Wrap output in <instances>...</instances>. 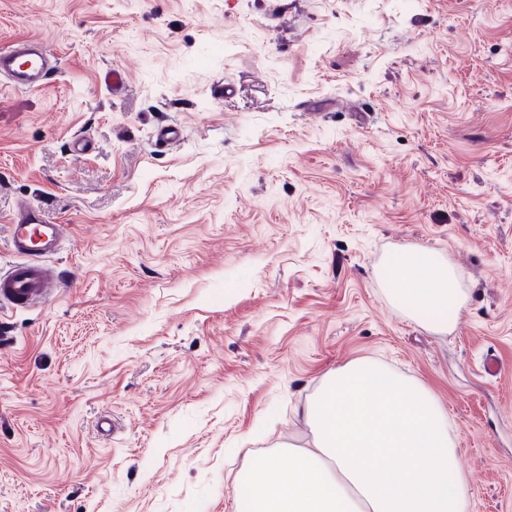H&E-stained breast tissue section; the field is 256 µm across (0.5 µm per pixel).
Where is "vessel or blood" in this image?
<instances>
[{
  "label": "vessel or blood",
  "instance_id": "vessel-or-blood-1",
  "mask_svg": "<svg viewBox=\"0 0 512 512\" xmlns=\"http://www.w3.org/2000/svg\"><path fill=\"white\" fill-rule=\"evenodd\" d=\"M55 67L54 55L37 41L22 40L0 50V78L19 88L42 87ZM9 240L16 260L0 274V303L26 308L53 295L59 276L43 259L62 249V225L48 223L38 208L23 207L10 219Z\"/></svg>",
  "mask_w": 512,
  "mask_h": 512
}]
</instances>
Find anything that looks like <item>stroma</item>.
I'll list each match as a JSON object with an SVG mask.
<instances>
[{
  "label": "stroma",
  "mask_w": 512,
  "mask_h": 512,
  "mask_svg": "<svg viewBox=\"0 0 512 512\" xmlns=\"http://www.w3.org/2000/svg\"><path fill=\"white\" fill-rule=\"evenodd\" d=\"M26 38L58 68L0 81V268L21 204L66 241L0 306V512H235L362 359L436 397L468 512H512V0H0ZM412 247L451 315L393 301ZM392 271L391 294L411 313L459 307L461 297L455 270L431 253L407 249L392 256L388 262Z\"/></svg>",
  "instance_id": "1"
}]
</instances>
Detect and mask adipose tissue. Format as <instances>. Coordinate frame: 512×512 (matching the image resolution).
Returning <instances> with one entry per match:
<instances>
[{"instance_id":"1","label":"adipose tissue","mask_w":512,"mask_h":512,"mask_svg":"<svg viewBox=\"0 0 512 512\" xmlns=\"http://www.w3.org/2000/svg\"><path fill=\"white\" fill-rule=\"evenodd\" d=\"M391 294L409 312L457 307L452 265L407 249L388 262ZM310 448L255 459L240 512H464L457 434L424 386L371 360L329 375L306 408Z\"/></svg>"}]
</instances>
